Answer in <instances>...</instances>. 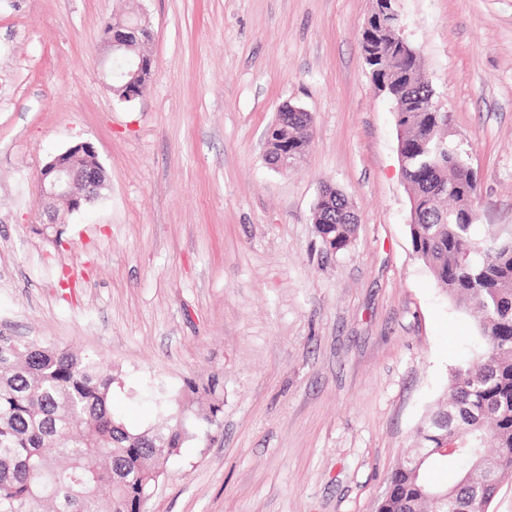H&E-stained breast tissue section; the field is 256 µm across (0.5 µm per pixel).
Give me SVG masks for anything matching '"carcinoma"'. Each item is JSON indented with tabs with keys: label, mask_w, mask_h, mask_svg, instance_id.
Returning <instances> with one entry per match:
<instances>
[{
	"label": "carcinoma",
	"mask_w": 512,
	"mask_h": 512,
	"mask_svg": "<svg viewBox=\"0 0 512 512\" xmlns=\"http://www.w3.org/2000/svg\"><path fill=\"white\" fill-rule=\"evenodd\" d=\"M384 46L389 65L414 60ZM435 91L421 76L390 95L402 127L404 177L419 201V223L409 225L413 248L440 290L472 314L473 355L454 366L436 410L417 429L416 446L390 477L384 512H473L484 491L469 481L480 456L512 473V226L476 223V172L448 140V113L428 112ZM311 117L280 111L268 155H304ZM313 224L328 251L346 248L357 218L348 198L324 187ZM120 377L90 355L0 331V512H139L171 456L196 438L195 429L218 424L224 409L220 374L189 380L175 395L154 390L158 421L129 429L112 409ZM453 444L448 454L439 449ZM438 459L463 463L452 485L430 483Z\"/></svg>",
	"instance_id": "cac0c4a2"
}]
</instances>
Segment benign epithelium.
Listing matches in <instances>:
<instances>
[{
    "label": "benign epithelium",
    "mask_w": 512,
    "mask_h": 512,
    "mask_svg": "<svg viewBox=\"0 0 512 512\" xmlns=\"http://www.w3.org/2000/svg\"><path fill=\"white\" fill-rule=\"evenodd\" d=\"M396 0H372V8L365 27L381 26L387 14L394 13ZM141 40L136 28L127 31L107 22L103 28L104 59L111 63L115 57L123 59V72L128 87L129 100L133 101L144 90L146 71L150 61L137 45ZM38 186L42 195L55 203L61 201L69 212L78 211L100 196L105 187L104 171L98 152L89 142L78 143L47 162L38 175ZM472 480L483 487L498 484L493 466L485 459L479 460Z\"/></svg>",
    "instance_id": "benign-epithelium-1"
}]
</instances>
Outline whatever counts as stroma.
Masks as SVG:
<instances>
[{"label":"stroma","mask_w":512,"mask_h":512,"mask_svg":"<svg viewBox=\"0 0 512 512\" xmlns=\"http://www.w3.org/2000/svg\"><path fill=\"white\" fill-rule=\"evenodd\" d=\"M371 0H0V325L121 377L114 410L153 423L149 385L224 376L218 426L172 458L145 512H376L472 317L415 254L391 102L359 47ZM480 224L512 226V0H397ZM145 23L154 75L123 103L103 27ZM310 146L268 164L278 112ZM93 144L101 197L47 225L46 161ZM358 226L324 249L323 185Z\"/></svg>","instance_id":"35a3bbf8"}]
</instances>
